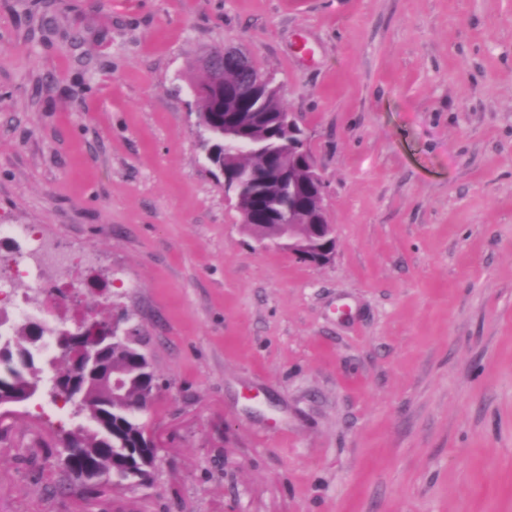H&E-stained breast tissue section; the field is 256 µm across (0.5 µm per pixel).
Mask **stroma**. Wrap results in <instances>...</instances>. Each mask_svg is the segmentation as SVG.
Instances as JSON below:
<instances>
[{"instance_id": "stroma-1", "label": "stroma", "mask_w": 512, "mask_h": 512, "mask_svg": "<svg viewBox=\"0 0 512 512\" xmlns=\"http://www.w3.org/2000/svg\"><path fill=\"white\" fill-rule=\"evenodd\" d=\"M244 46L327 187L321 267L261 249L201 146ZM0 308L123 317L149 484L59 488L49 397L0 421V512H512V0H0Z\"/></svg>"}]
</instances>
